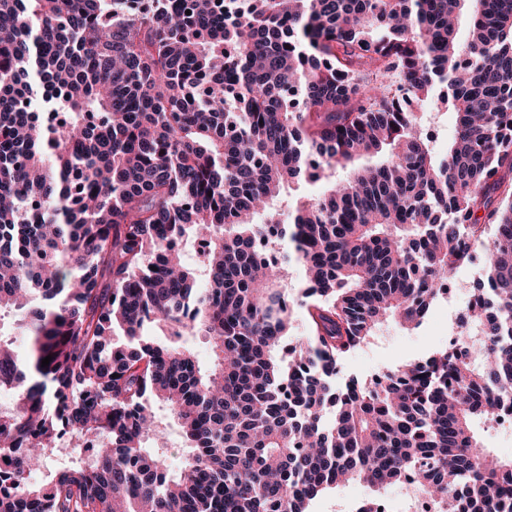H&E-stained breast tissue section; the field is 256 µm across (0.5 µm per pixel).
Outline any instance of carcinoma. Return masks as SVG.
<instances>
[{
	"mask_svg": "<svg viewBox=\"0 0 512 512\" xmlns=\"http://www.w3.org/2000/svg\"><path fill=\"white\" fill-rule=\"evenodd\" d=\"M133 2L0 0V512H309L411 478L436 512H512L473 430L512 404V0ZM479 244L468 350L336 387ZM279 251L278 257L282 259L284 255H289L290 260L284 264L287 274L288 292L289 288H302L301 270L298 262L295 259L294 249L288 240H284L276 247ZM372 495L376 494L363 484L356 482L341 484L315 499L310 505V510L312 512H355L357 505Z\"/></svg>",
	"mask_w": 512,
	"mask_h": 512,
	"instance_id": "1",
	"label": "carcinoma"
}]
</instances>
